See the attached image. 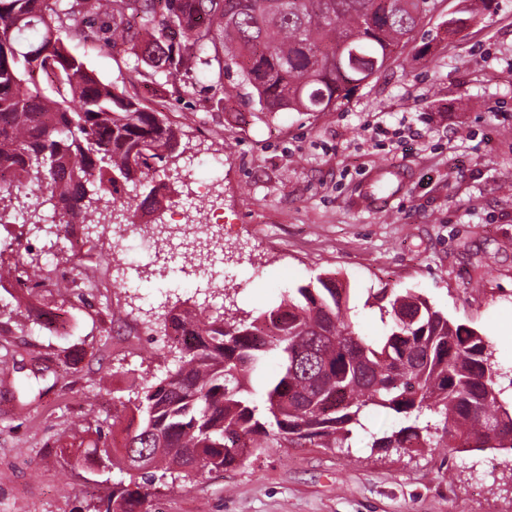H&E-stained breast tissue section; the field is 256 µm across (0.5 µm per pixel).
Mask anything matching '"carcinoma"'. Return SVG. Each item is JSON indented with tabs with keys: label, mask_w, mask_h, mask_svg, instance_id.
<instances>
[{
	"label": "carcinoma",
	"mask_w": 512,
	"mask_h": 512,
	"mask_svg": "<svg viewBox=\"0 0 512 512\" xmlns=\"http://www.w3.org/2000/svg\"><path fill=\"white\" fill-rule=\"evenodd\" d=\"M437 0H0V210L20 214L28 231L44 223V207L71 224L105 232L113 211H130L156 197L137 188L161 172L175 151L180 127L144 106L126 88L104 83L67 43L126 47L148 68L176 76L202 66L216 83L234 65L263 112H330L413 38ZM448 18V32L496 12L500 0H465ZM344 48L341 59L336 51ZM362 55L358 65L350 50ZM50 61L60 69L43 88L33 81ZM131 189L118 199L120 189ZM43 253L4 267L33 287H49L66 301L71 282ZM383 334H363L351 318L349 289L319 275L291 288L280 303L247 322L198 312L170 311L164 332L185 336L170 349L174 371L135 384L139 417L120 448L112 431L95 428L77 461L95 467H148L112 484L81 512H143L156 472L171 483L193 481L243 462L246 450L317 444L352 447L362 413L384 408L413 419L371 447L427 445L512 452V402L485 337L448 320L424 296L382 289L375 295ZM282 360L267 381L265 407L256 400L253 373L268 355ZM429 410L442 427L420 425Z\"/></svg>",
	"instance_id": "obj_1"
}]
</instances>
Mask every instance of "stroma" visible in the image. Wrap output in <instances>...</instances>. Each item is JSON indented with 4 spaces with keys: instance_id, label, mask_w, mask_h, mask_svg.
I'll return each instance as SVG.
<instances>
[{
    "instance_id": "obj_1",
    "label": "stroma",
    "mask_w": 512,
    "mask_h": 512,
    "mask_svg": "<svg viewBox=\"0 0 512 512\" xmlns=\"http://www.w3.org/2000/svg\"><path fill=\"white\" fill-rule=\"evenodd\" d=\"M461 0H437L387 66L330 112L259 111L236 72L140 77L134 57L71 44L103 82L136 86L181 127L166 166L205 148L224 158V287L253 320L290 288L336 277L361 331L382 334L368 297H426L487 336L512 378V0L449 35ZM178 240L158 262L112 254L111 288L64 302L49 288H0V512H78L120 470L77 465L93 426L123 439L118 397L172 368L160 321L205 298ZM121 308L122 321L112 319ZM351 448H264L177 489L156 482L149 512H512V458L451 448L385 451L400 428L368 411Z\"/></svg>"
}]
</instances>
